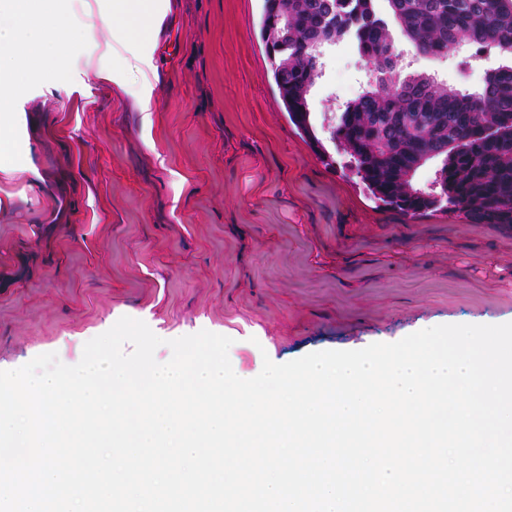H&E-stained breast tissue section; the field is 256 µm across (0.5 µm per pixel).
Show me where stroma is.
Here are the masks:
<instances>
[{
    "label": "stroma",
    "instance_id": "1",
    "mask_svg": "<svg viewBox=\"0 0 512 512\" xmlns=\"http://www.w3.org/2000/svg\"><path fill=\"white\" fill-rule=\"evenodd\" d=\"M264 0H169L152 43L119 47L107 0H72L57 77L14 106L21 175L0 173V370L77 348L121 317L168 340L232 339L241 371L393 343L444 324L512 322V227L375 200L323 116L374 75L328 48L308 96L319 140L290 121L262 39ZM411 71L462 91L512 65L490 50L431 58L400 29ZM117 68L121 84L99 69ZM151 91L152 109L134 95Z\"/></svg>",
    "mask_w": 512,
    "mask_h": 512
}]
</instances>
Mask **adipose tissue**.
<instances>
[{
    "instance_id": "ef3b65f1",
    "label": "adipose tissue",
    "mask_w": 512,
    "mask_h": 512,
    "mask_svg": "<svg viewBox=\"0 0 512 512\" xmlns=\"http://www.w3.org/2000/svg\"><path fill=\"white\" fill-rule=\"evenodd\" d=\"M110 21L124 43L146 41L159 15L157 0H111ZM61 0H0V79H9L8 94L0 93V171L15 167L6 157L12 151V109L28 85V76L64 61V43L72 24L60 7ZM26 48L31 56L29 73H22L14 54Z\"/></svg>"
}]
</instances>
